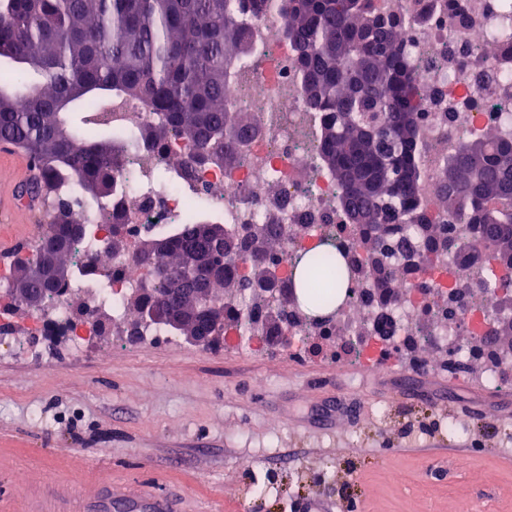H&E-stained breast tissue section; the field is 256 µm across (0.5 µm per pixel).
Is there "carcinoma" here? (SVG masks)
<instances>
[{
	"label": "carcinoma",
	"mask_w": 512,
	"mask_h": 512,
	"mask_svg": "<svg viewBox=\"0 0 512 512\" xmlns=\"http://www.w3.org/2000/svg\"><path fill=\"white\" fill-rule=\"evenodd\" d=\"M283 11L281 33L296 45L308 104L323 113L322 160L344 205L355 210L353 250H362L354 272L332 247L296 257L308 311L329 315L351 296V281H376L368 252L381 240L387 252L401 253L396 267L382 262L387 280L412 277L417 257L443 250L474 259L482 249L511 267L512 139L471 138L448 159L443 193L467 223L413 219L419 96L395 38L400 15L378 13L375 0H283ZM249 29L233 0H0V142L29 152L42 174L36 191L53 208L49 234L16 260L8 292L41 289L47 300L59 294L52 281L34 276L49 241L60 284L79 277L71 249L81 240V201L68 191L107 204L117 194L115 161L126 144L106 125L112 97L152 113L147 138H183L186 153L172 160L175 170L189 175L212 153L224 154L227 165L236 160L237 142L253 127L245 113L227 110L224 87L236 61L251 52ZM71 106L83 114L79 125L67 123ZM413 221L417 250L398 236ZM210 223L200 216L161 232L160 262L179 268L202 261L185 287L206 279L223 302L199 312V327L223 322L251 332V288L236 275L233 254L203 232ZM283 236V225L269 224L262 245L275 252Z\"/></svg>",
	"instance_id": "carcinoma-1"
}]
</instances>
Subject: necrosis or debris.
<instances>
[{
	"label": "necrosis or debris",
	"instance_id": "1",
	"mask_svg": "<svg viewBox=\"0 0 512 512\" xmlns=\"http://www.w3.org/2000/svg\"><path fill=\"white\" fill-rule=\"evenodd\" d=\"M395 1L402 7L400 44L423 91L416 154L420 211L429 223L454 224L458 218L448 213L441 197L449 156L476 132L491 129L512 138V0H455L451 5L446 0ZM279 4L280 0H264L259 18L250 23L253 52L237 62L226 82L228 104L250 112L260 127L240 161L221 170L198 171L191 187L175 173L160 180L158 169L185 153L183 141H140L148 113L139 103L113 98L112 128L135 143L119 161L132 173L123 182L120 220L133 225L135 233L155 231L212 209L232 230L251 224L299 227V234L285 243L288 256L319 246L326 238L346 242L355 237L336 181L320 160L323 116L308 106L297 51L281 34L285 20ZM93 256L89 245L76 244L75 257L85 271L78 283L80 292L107 309L115 323H122L125 297L140 285L146 271L116 256L110 258L105 275ZM477 276L487 286L475 298L484 325L512 314L501 304L500 272L493 261L475 263L448 252L430 258L424 304H417L408 291L387 311L354 320L341 316L336 329L346 336L369 331L408 345L415 339L416 323L425 320L431 336L455 344L457 356L468 359L469 349L460 342L470 333L468 318L445 316L448 299L437 287L443 280L462 287Z\"/></svg>",
	"mask_w": 512,
	"mask_h": 512
}]
</instances>
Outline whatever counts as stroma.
Returning <instances> with one entry per match:
<instances>
[{
  "mask_svg": "<svg viewBox=\"0 0 512 512\" xmlns=\"http://www.w3.org/2000/svg\"><path fill=\"white\" fill-rule=\"evenodd\" d=\"M0 512H85L112 482L179 512H512V371L381 370L343 341H33L0 315ZM457 421L463 433L449 432Z\"/></svg>",
  "mask_w": 512,
  "mask_h": 512,
  "instance_id": "35a3bbf8",
  "label": "stroma"
}]
</instances>
